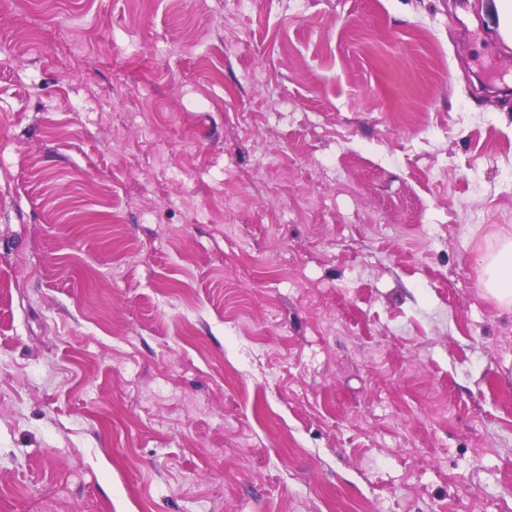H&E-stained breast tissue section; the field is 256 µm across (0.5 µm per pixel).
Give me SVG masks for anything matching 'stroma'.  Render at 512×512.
I'll return each instance as SVG.
<instances>
[{"instance_id":"stroma-1","label":"stroma","mask_w":512,"mask_h":512,"mask_svg":"<svg viewBox=\"0 0 512 512\" xmlns=\"http://www.w3.org/2000/svg\"><path fill=\"white\" fill-rule=\"evenodd\" d=\"M493 0H0V512H512ZM495 255L481 256L485 265L483 291L500 302L512 304V227Z\"/></svg>"}]
</instances>
